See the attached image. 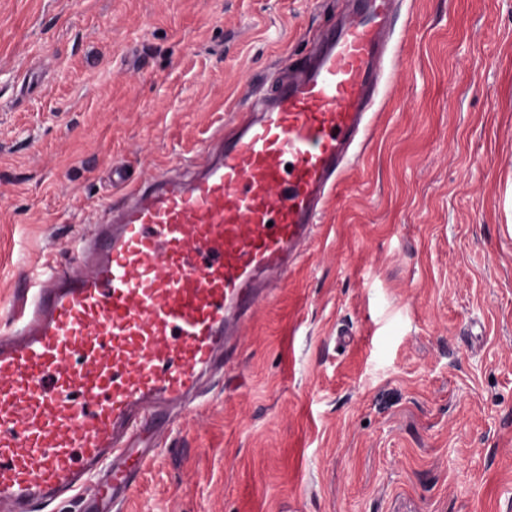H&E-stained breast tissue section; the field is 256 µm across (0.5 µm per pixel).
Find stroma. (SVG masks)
<instances>
[{
	"instance_id": "35a3bbf8",
	"label": "stroma",
	"mask_w": 512,
	"mask_h": 512,
	"mask_svg": "<svg viewBox=\"0 0 512 512\" xmlns=\"http://www.w3.org/2000/svg\"><path fill=\"white\" fill-rule=\"evenodd\" d=\"M351 0H0V330L131 181L206 159ZM330 231L123 512H512V0H401ZM296 314V372L281 337ZM353 333L344 349L336 334Z\"/></svg>"
}]
</instances>
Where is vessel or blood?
<instances>
[{"label":"vessel or blood","mask_w":512,"mask_h":512,"mask_svg":"<svg viewBox=\"0 0 512 512\" xmlns=\"http://www.w3.org/2000/svg\"><path fill=\"white\" fill-rule=\"evenodd\" d=\"M396 0L331 28L309 63L255 96L204 164L130 184L48 261L0 332V512L91 493L122 512L154 451L146 430L200 395L270 276L314 236L386 83Z\"/></svg>","instance_id":"b4317fda"}]
</instances>
